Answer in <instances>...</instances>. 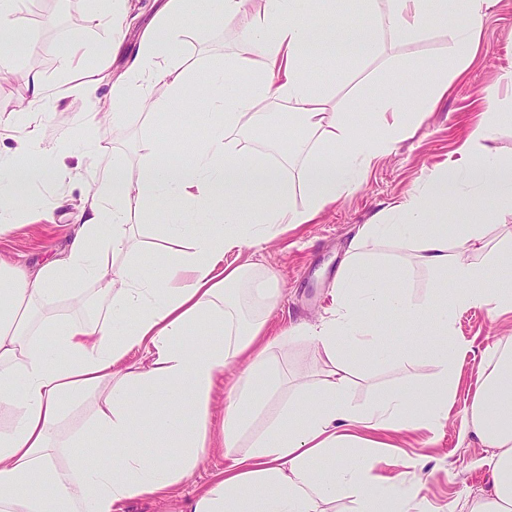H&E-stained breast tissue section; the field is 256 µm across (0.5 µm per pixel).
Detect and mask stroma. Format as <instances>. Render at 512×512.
<instances>
[{
	"label": "stroma",
	"mask_w": 512,
	"mask_h": 512,
	"mask_svg": "<svg viewBox=\"0 0 512 512\" xmlns=\"http://www.w3.org/2000/svg\"><path fill=\"white\" fill-rule=\"evenodd\" d=\"M467 11V0H456L453 14L445 20H434L419 39L400 42L383 38L376 56L366 60L336 54L325 68L314 72L312 83L325 86L330 111L339 113L361 133L370 134L374 119L363 112V101L384 92L405 102L413 88L430 84L437 67L451 64L449 28L465 20ZM305 20L315 27L338 29H362L371 23L360 0H325L306 14ZM238 26L234 19L209 27L189 23L178 64L193 73L211 58L238 54ZM480 27L478 48L461 76L449 85L447 93L410 136L372 165L359 186L339 196L312 223L286 227L262 249L245 248L225 255V264L246 266L251 273L272 271L278 277L279 296L268 317L266 335L280 339L273 354L286 386L317 374L322 367L309 343L286 339L285 334L292 325L316 323L327 314L337 274L361 225L373 223L382 212L387 213L389 223H403V216L393 212V205L423 192L432 172L458 158L467 148L470 132L484 122L487 113L498 112L502 118L482 141V149L512 161V88L500 82L502 69L512 67V0H491ZM77 35L91 50L111 39L100 18L97 0H56L52 5L19 0L14 44L0 53L5 62L0 70V103L28 104L29 121L41 125L46 139L70 143V154L64 160L70 178L32 184L18 204L17 227L0 235V260L32 270L63 251L75 224L82 221L78 209L55 207V200L61 196L77 198L91 189L99 155L120 152L132 163H139L141 146L155 135L158 125L157 117L145 109H129L118 119H110L112 85L102 83L96 108L107 117L94 132L100 151H88L76 123L77 113L87 111L88 105L78 92V78L62 68V59ZM392 64L402 66V78H385L384 71ZM27 72L41 77L55 101L56 115L46 116L42 104L33 101L23 78ZM491 208L488 199H451L433 210L430 221L447 225L482 223L487 241L501 248L511 245L512 239L502 229L486 225L484 214ZM167 213L168 206L161 201L151 210L135 212L129 218L138 244L135 259L144 268L156 269L161 261L159 242ZM370 249L385 256L387 262L371 266L369 278L394 280L415 298L432 285L434 273L418 265L412 252L400 243L381 239L371 243ZM367 316L386 324L383 342L390 361L378 364L369 357L353 360L348 388L352 404L366 407L384 388L410 384L420 391L426 389L435 369L410 353L413 324L381 309L368 311ZM509 335L512 312L495 317L488 307L474 306L458 313L455 341L461 354L447 421L435 431L411 428L392 434L377 469L378 476L386 478L404 474L407 483L413 485L410 512H460L466 496L489 488L492 476L482 463L488 450L477 437L463 431L461 418L475 399L479 379L490 370L484 356L487 344ZM414 458L424 462V481H417L405 470V461ZM226 463L220 453L210 454L192 479L171 495L161 500H133L128 512H177L181 500L208 485Z\"/></svg>",
	"instance_id": "obj_1"
}]
</instances>
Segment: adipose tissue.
<instances>
[{"label":"adipose tissue","mask_w":512,"mask_h":512,"mask_svg":"<svg viewBox=\"0 0 512 512\" xmlns=\"http://www.w3.org/2000/svg\"><path fill=\"white\" fill-rule=\"evenodd\" d=\"M188 2L164 0L136 56L114 80L112 99L122 109L189 111L205 128L204 138L189 147L186 160H168L175 134L169 124L147 144L137 172L121 159L102 160L84 200L86 219L68 248L33 272L0 265V404L12 412L0 428V512H124L128 501L163 497L187 482L215 448L236 447L259 414L266 422L252 433L250 451L231 458L207 487L182 500L179 512H318L319 504L339 496L351 498L356 512H409L413 489L404 479H373L382 460L380 433L447 420L459 356L453 341L456 310L483 304L495 313L512 312V280L501 275L512 267V248L493 251L487 262L468 260L484 240L483 225L451 230L428 223L429 206L449 195L489 189L498 200L495 220L512 219V165L488 152L470 154L458 169L433 173L424 194L397 204L404 223L360 227L336 278L328 317L291 330L315 347L324 368L287 400L271 404L264 398L270 355L256 341L265 317L241 329L239 308L227 296L229 288L243 285L252 302L269 308L278 295L277 278L271 272L252 277L222 263L226 251L261 249L285 225L312 222L360 184L376 159L409 137L455 78L447 67L437 68L434 80L415 90L407 106L373 96L363 109L375 116L377 132L365 136L328 111L323 90L307 77L314 62L337 50L370 55L384 34L414 40L431 16L447 17L453 0H381L370 35L304 23L305 6H317L318 0H265L258 19L248 17L246 0H206L199 23L241 20L245 48L234 57L212 59L194 76L176 62ZM486 3L469 0L468 20L449 33L458 64L478 47ZM261 102H280L286 109L261 112ZM11 113L26 133L19 148L0 159V233L14 223L23 186L70 175L46 162L66 155V147L27 129L26 110L15 107ZM285 125L296 131L295 154L303 159L307 202L301 208L293 202L284 164L246 151L239 141L249 131L277 142ZM270 189L277 203L268 209L259 199ZM159 200L169 206L167 236L189 240L190 249L164 258L150 275L133 257L136 245L126 223L131 212ZM452 236L458 241L454 253L448 250ZM380 238L399 240L419 265L436 272L426 296L416 300L365 276L378 258L362 246ZM62 283L71 285L73 304L106 306L107 317L60 323L38 318V309ZM373 308L416 324L412 354L434 365L435 374L424 393L408 386L387 389L361 410L348 399L346 372L356 354L386 353L382 323L364 315ZM213 324L225 327L226 339L197 345L195 336ZM139 348L146 349V362H127V354ZM488 357L494 367L482 377L462 425L489 448L484 463L492 482L464 510L512 512V336L499 340ZM235 361L245 363L246 373L215 431L217 380ZM421 395L429 402L423 411L415 406ZM81 398L93 399V418L64 436L65 410ZM147 427L167 441L168 451L139 452ZM96 438L105 439L109 464L85 453L86 442ZM356 441L359 455L348 459L343 449Z\"/></svg>","instance_id":"ef3b65f1"}]
</instances>
